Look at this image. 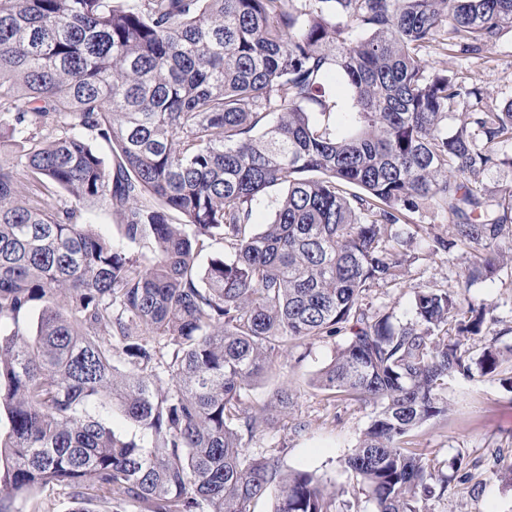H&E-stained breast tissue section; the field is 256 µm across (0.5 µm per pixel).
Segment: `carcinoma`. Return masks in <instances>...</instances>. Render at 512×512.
Here are the masks:
<instances>
[{"mask_svg":"<svg viewBox=\"0 0 512 512\" xmlns=\"http://www.w3.org/2000/svg\"><path fill=\"white\" fill-rule=\"evenodd\" d=\"M508 32L512 0H0V512H48V491L73 512H251L273 485V512H330L314 473L245 454L288 389L243 398L276 350L338 335L317 385L376 407L346 465L377 512H424L435 475L404 440L448 414L449 377L503 358L465 341L497 322L467 292L512 264V189L477 186L506 163L512 100L486 106L422 52L477 58ZM275 186L273 222L248 231ZM98 201L125 244L78 222ZM428 202L449 221L431 254L475 260L396 324L365 300L417 261L401 226ZM215 242L229 252L200 266ZM326 99L332 108L333 117H336L341 125L346 126L351 122L354 112H357L352 92L346 81L336 71L332 70L324 84Z\"/></svg>","mask_w":512,"mask_h":512,"instance_id":"obj_1","label":"carcinoma"}]
</instances>
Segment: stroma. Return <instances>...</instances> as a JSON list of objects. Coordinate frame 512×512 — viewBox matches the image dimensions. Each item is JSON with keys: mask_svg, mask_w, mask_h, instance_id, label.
Segmentation results:
<instances>
[{"mask_svg": "<svg viewBox=\"0 0 512 512\" xmlns=\"http://www.w3.org/2000/svg\"><path fill=\"white\" fill-rule=\"evenodd\" d=\"M431 68L457 75L464 85L481 86L487 105L498 107L512 100V32L491 44L482 57L461 60L426 51ZM410 250L417 257L403 283L374 289L371 308L392 313L403 322L410 317L413 294L418 290L445 288L464 271L469 253L431 254L433 236L447 235L448 217L433 206H424L405 225ZM475 301L490 308L501 324L512 326V267L494 279L475 285ZM344 337L311 339L275 353L272 370L263 373L245 396L246 404L261 407L275 390L288 388L293 402L274 414L265 430L246 444L250 457L275 455L282 470H307L322 480L332 501L331 512H375L368 489L345 466L370 426L373 406L318 388L315 378L331 362ZM512 356L505 357L498 374L460 376L448 380V414L417 428L408 439L432 466L435 475L448 474V461L463 455L470 468L466 477L452 480L443 495L427 501L428 512H512V484L497 478V464H512ZM481 493H474V486Z\"/></svg>", "mask_w": 512, "mask_h": 512, "instance_id": "obj_1", "label": "stroma"}]
</instances>
